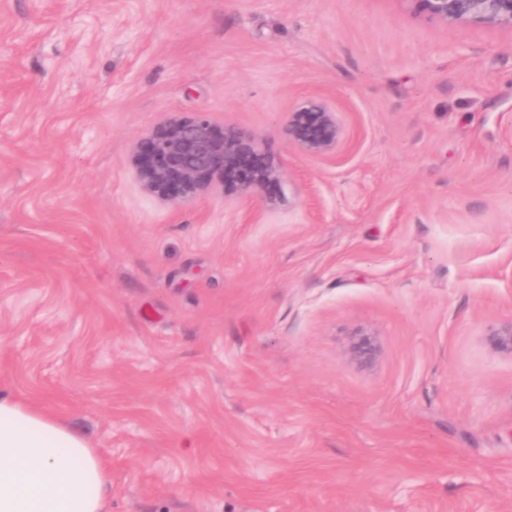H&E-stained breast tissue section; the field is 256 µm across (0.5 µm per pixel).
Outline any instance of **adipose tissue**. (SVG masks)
<instances>
[{"label":"adipose tissue","instance_id":"ef3b65f1","mask_svg":"<svg viewBox=\"0 0 512 512\" xmlns=\"http://www.w3.org/2000/svg\"><path fill=\"white\" fill-rule=\"evenodd\" d=\"M111 484L90 440L0 393V512H108Z\"/></svg>","mask_w":512,"mask_h":512}]
</instances>
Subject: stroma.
I'll return each instance as SVG.
<instances>
[{
	"label": "stroma",
	"mask_w": 512,
	"mask_h": 512,
	"mask_svg": "<svg viewBox=\"0 0 512 512\" xmlns=\"http://www.w3.org/2000/svg\"><path fill=\"white\" fill-rule=\"evenodd\" d=\"M347 113L301 157L287 112ZM283 169L144 194L170 114ZM512 30L413 0H0V392L90 439L108 512H512ZM381 345L369 368L345 347ZM341 110L326 99L309 100L288 112L284 132L306 157L336 155L345 137ZM486 336L492 349L512 358V319L490 330ZM351 336L346 354L349 360L361 366L372 365L379 357L380 346L376 335L363 328L356 329Z\"/></svg>",
	"instance_id": "stroma-1"
}]
</instances>
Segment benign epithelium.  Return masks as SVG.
Listing matches in <instances>:
<instances>
[{
    "label": "benign epithelium",
    "mask_w": 512,
    "mask_h": 512,
    "mask_svg": "<svg viewBox=\"0 0 512 512\" xmlns=\"http://www.w3.org/2000/svg\"><path fill=\"white\" fill-rule=\"evenodd\" d=\"M429 19L443 25L480 23L512 28V0H412ZM284 132L306 157L336 154L345 137L341 110L326 99L309 100L288 112ZM133 176L147 195L169 203H189L216 192L224 203L259 199L266 212L281 201L265 195L282 177L279 164L261 151L256 134L232 124L219 125L206 112L163 118L134 148ZM495 351L512 357V318L488 333ZM376 335L352 333L346 354L361 366L379 357Z\"/></svg>",
    "instance_id": "1"
}]
</instances>
